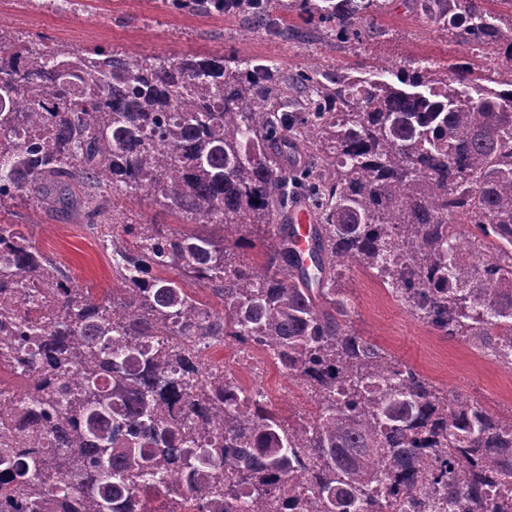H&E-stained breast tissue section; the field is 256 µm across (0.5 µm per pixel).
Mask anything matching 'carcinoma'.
Here are the masks:
<instances>
[{
    "label": "carcinoma",
    "mask_w": 512,
    "mask_h": 512,
    "mask_svg": "<svg viewBox=\"0 0 512 512\" xmlns=\"http://www.w3.org/2000/svg\"><path fill=\"white\" fill-rule=\"evenodd\" d=\"M381 2L161 0L274 37L296 7L344 42ZM445 2L456 41L512 70V25L482 0ZM383 73L288 83L229 58L0 40V212L72 205L106 228L121 283L74 284L0 223V365L26 382L0 402L1 504L65 512L63 483L79 512H145L151 493L169 512H508L496 484L512 487V419L356 333L343 276L363 268L411 316L512 369V81L476 83L464 64ZM299 92L306 111H284ZM310 148L317 167L301 162ZM121 189L214 230L114 232ZM297 202L314 220L307 267L286 225ZM260 227L257 268L235 247ZM168 268L181 276L154 274ZM215 345L263 351L323 408H273L203 354Z\"/></svg>",
    "instance_id": "cac0c4a2"
}]
</instances>
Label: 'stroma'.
Listing matches in <instances>:
<instances>
[{"label": "stroma", "mask_w": 512, "mask_h": 512, "mask_svg": "<svg viewBox=\"0 0 512 512\" xmlns=\"http://www.w3.org/2000/svg\"><path fill=\"white\" fill-rule=\"evenodd\" d=\"M87 11L60 16L37 9L0 13V28L22 34L42 33L75 48L103 46L118 51L169 58L201 54L235 57L272 66L281 75L305 70L346 72L370 78L391 65L445 70L449 64H470L476 75L495 81L512 80V72L485 52L454 41L437 15L404 0H385L376 15L373 36L361 44H343L325 29L287 17L288 34L272 38L239 18L200 17L168 12L159 0H86ZM112 211L124 224H161L182 232L203 231V224L161 209L147 193L114 192ZM12 223L32 234L36 246L57 257L72 280L97 288L117 287L107 250L87 232L79 216L67 210L45 217L25 204H16ZM349 306L357 332L400 360L415 366L436 384L466 388L490 411L512 412V369L474 351L460 340H449L415 321L393 302L381 285L360 267L347 275ZM260 381L280 408L305 412L308 395L273 365Z\"/></svg>", "instance_id": "obj_1"}]
</instances>
